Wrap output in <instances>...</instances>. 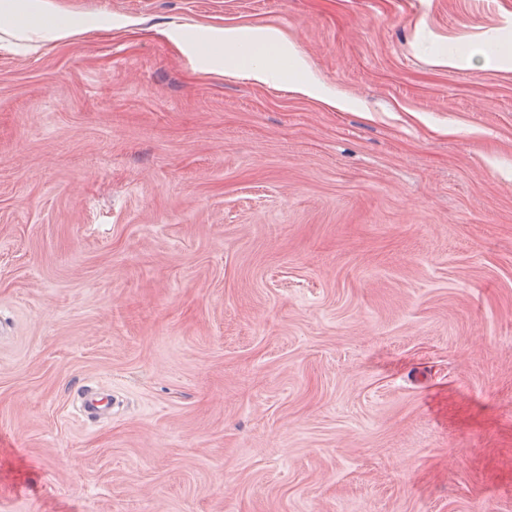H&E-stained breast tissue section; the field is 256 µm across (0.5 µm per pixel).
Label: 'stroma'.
I'll list each match as a JSON object with an SVG mask.
<instances>
[{
	"label": "stroma",
	"instance_id": "35a3bbf8",
	"mask_svg": "<svg viewBox=\"0 0 512 512\" xmlns=\"http://www.w3.org/2000/svg\"><path fill=\"white\" fill-rule=\"evenodd\" d=\"M51 2L104 26L0 51V512H512V68L437 63L512 0ZM214 38V42L224 44V59L217 57L213 60L217 66L224 65V74L230 73L255 83L267 84L275 75L272 61L287 56L292 63L308 73L292 84L291 90L295 94L318 99L332 109L346 108L345 98L318 93L309 64L293 45L285 44L273 31L245 33L239 28H224L217 31ZM80 402V412L89 422H96L104 410L111 405V396L95 385H84L76 393Z\"/></svg>",
	"mask_w": 512,
	"mask_h": 512
}]
</instances>
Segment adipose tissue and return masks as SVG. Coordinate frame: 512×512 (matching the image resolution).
Segmentation results:
<instances>
[{
  "instance_id": "adipose-tissue-1",
  "label": "adipose tissue",
  "mask_w": 512,
  "mask_h": 512,
  "mask_svg": "<svg viewBox=\"0 0 512 512\" xmlns=\"http://www.w3.org/2000/svg\"><path fill=\"white\" fill-rule=\"evenodd\" d=\"M92 27L91 20L81 17H50L47 0H0V49L20 42L61 43ZM214 38L224 46L216 65L222 66L225 73L255 83L266 84L273 79L275 59L285 56L298 67L307 65L293 45L284 43L271 31L246 33L227 28L217 31Z\"/></svg>"
}]
</instances>
